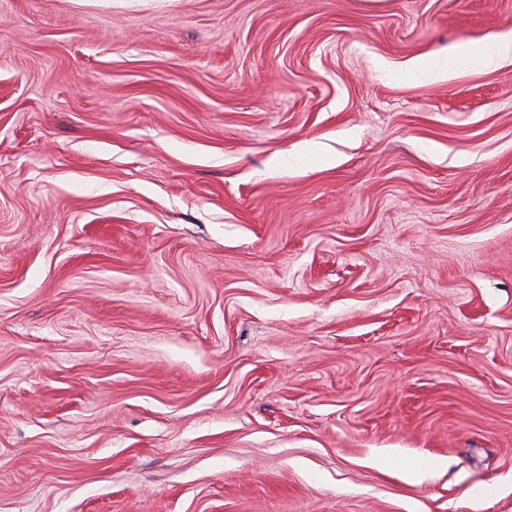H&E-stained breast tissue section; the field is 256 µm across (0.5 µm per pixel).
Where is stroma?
<instances>
[{
  "label": "stroma",
  "mask_w": 512,
  "mask_h": 512,
  "mask_svg": "<svg viewBox=\"0 0 512 512\" xmlns=\"http://www.w3.org/2000/svg\"><path fill=\"white\" fill-rule=\"evenodd\" d=\"M509 29L0 0V512H512ZM512 56V33L499 34L495 40L487 43L468 45L448 53L443 59L425 57L415 63V69L422 75L440 79L449 77L457 60L468 59L478 66H492L504 58Z\"/></svg>",
  "instance_id": "35a3bbf8"
}]
</instances>
